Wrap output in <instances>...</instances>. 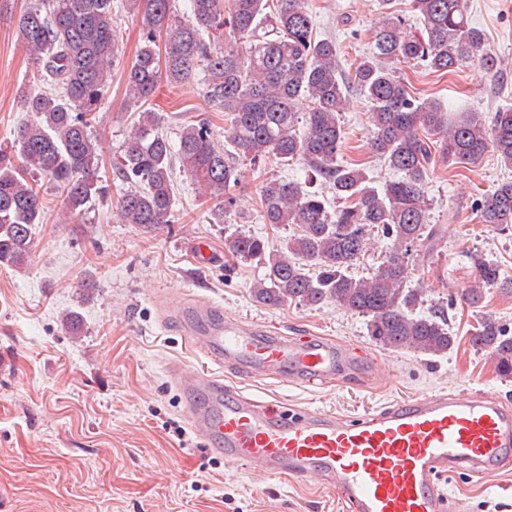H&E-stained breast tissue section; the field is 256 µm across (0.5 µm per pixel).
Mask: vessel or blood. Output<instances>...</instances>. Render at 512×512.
Wrapping results in <instances>:
<instances>
[{
	"label": "vessel or blood",
	"instance_id": "1",
	"mask_svg": "<svg viewBox=\"0 0 512 512\" xmlns=\"http://www.w3.org/2000/svg\"><path fill=\"white\" fill-rule=\"evenodd\" d=\"M157 301L186 344L213 364L193 369L178 360L168 373L186 399L193 433L226 464L315 478L335 489L349 512H454L441 478L487 473L512 459V407L489 396L426 394L356 417L288 412L248 397L225 386L221 367L308 388L358 369L362 357L322 337L270 334L195 297Z\"/></svg>",
	"mask_w": 512,
	"mask_h": 512
}]
</instances>
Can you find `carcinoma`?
I'll use <instances>...</instances> for the list:
<instances>
[{
	"label": "carcinoma",
	"mask_w": 512,
	"mask_h": 512,
	"mask_svg": "<svg viewBox=\"0 0 512 512\" xmlns=\"http://www.w3.org/2000/svg\"><path fill=\"white\" fill-rule=\"evenodd\" d=\"M380 2L373 49L352 77L339 68L336 42L316 35L309 0H186L181 14L175 0H40L21 11L16 24L43 86L23 92L20 106L33 120L0 145V267L20 269L30 254L32 227L44 213L35 177L65 194L68 224L110 198L90 126L117 60L113 16L124 8L140 26L125 72L126 98L138 118L112 165L119 222L147 230L173 223L178 167L215 201L210 223L224 224L244 164L302 160L307 177L333 190L339 204L330 206L298 181L265 178L262 221L294 224L299 232L280 248L246 234L225 243L235 261L263 265L253 299L267 306L331 302L366 318L368 336L384 348L447 353L455 343L448 319L416 312L423 289L410 284L414 251L422 243L431 249L440 235L427 223L426 177L439 162L474 166L490 148L512 168V109L494 113L488 124L472 112H451L411 95L399 65L443 74L470 60L492 73L504 65L486 51L485 34L469 22L463 0H410L419 23L414 30L393 9L395 0ZM224 26L233 39L218 48L205 35ZM196 76L210 107L224 113L222 146L206 120L181 125L174 142L163 133L166 113L145 108L161 81ZM353 88L368 104L371 152L398 173L381 188L358 165L337 159L344 138L339 115ZM302 101L306 112L297 110ZM474 210L483 224L512 227V180L475 200ZM371 227L381 229L390 247L372 275L357 279L351 269ZM455 269L467 270L461 295L471 307L488 288L512 291V279L473 251L458 255ZM470 344L490 354L500 377L512 378V333L498 321L479 322Z\"/></svg>",
	"instance_id": "obj_1"
}]
</instances>
